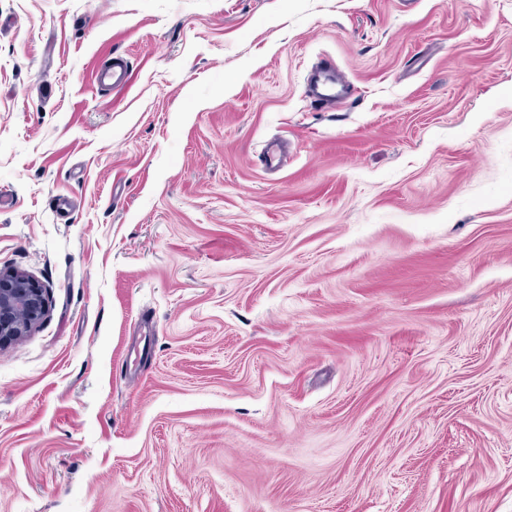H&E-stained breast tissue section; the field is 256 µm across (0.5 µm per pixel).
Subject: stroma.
Wrapping results in <instances>:
<instances>
[{
    "label": "stroma",
    "instance_id": "35a3bbf8",
    "mask_svg": "<svg viewBox=\"0 0 512 512\" xmlns=\"http://www.w3.org/2000/svg\"><path fill=\"white\" fill-rule=\"evenodd\" d=\"M1 195L0 512H512V0H0ZM318 77L315 90H311L309 79L307 83V92L319 104L343 103L349 98L350 93L347 89L350 87L346 77L330 64L323 63L314 70ZM332 74V76H330ZM97 81L100 87L112 89H124L127 87L126 69L120 65L101 67L96 71ZM46 311L45 288L20 272L0 269V343L27 334Z\"/></svg>",
    "mask_w": 512,
    "mask_h": 512
}]
</instances>
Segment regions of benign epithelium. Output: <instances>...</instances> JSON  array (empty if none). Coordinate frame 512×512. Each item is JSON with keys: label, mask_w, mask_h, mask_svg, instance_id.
Masks as SVG:
<instances>
[{"label": "benign epithelium", "mask_w": 512, "mask_h": 512, "mask_svg": "<svg viewBox=\"0 0 512 512\" xmlns=\"http://www.w3.org/2000/svg\"><path fill=\"white\" fill-rule=\"evenodd\" d=\"M46 311L45 288L20 272L0 269V343L27 334Z\"/></svg>", "instance_id": "7a95c632"}]
</instances>
